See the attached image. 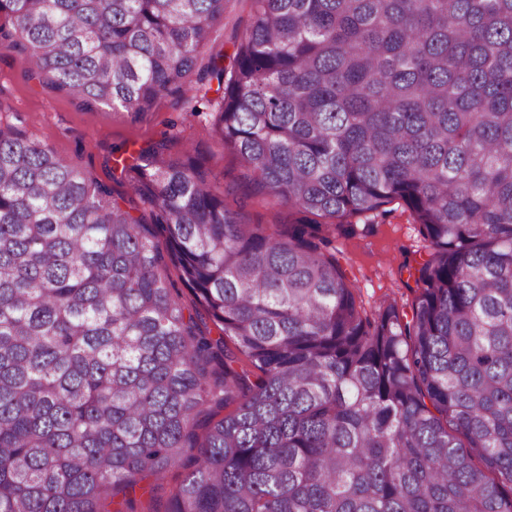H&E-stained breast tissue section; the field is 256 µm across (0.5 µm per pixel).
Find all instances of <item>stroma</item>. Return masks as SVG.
Wrapping results in <instances>:
<instances>
[{
  "label": "stroma",
  "mask_w": 512,
  "mask_h": 512,
  "mask_svg": "<svg viewBox=\"0 0 512 512\" xmlns=\"http://www.w3.org/2000/svg\"><path fill=\"white\" fill-rule=\"evenodd\" d=\"M253 14L252 0H229L212 44L213 50L223 51L225 61H232ZM213 111L207 102L191 104L170 95L161 97L153 111L137 119L108 107L86 109L73 94L31 78L18 51L0 48V122L32 133L57 155L106 185L121 205H129L135 195L115 159L131 157L165 136L172 155L190 158L219 188L233 189L244 203L245 223L287 230L298 219L296 210L244 180L238 157L214 140ZM352 223L353 233L333 239L329 250L358 286L366 308L392 299L400 307H409L414 297L409 288L411 275L427 255L419 225L400 201L388 204L384 215L356 217Z\"/></svg>",
  "instance_id": "1"
}]
</instances>
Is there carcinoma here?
I'll return each instance as SVG.
<instances>
[{
  "label": "carcinoma",
  "instance_id": "obj_1",
  "mask_svg": "<svg viewBox=\"0 0 512 512\" xmlns=\"http://www.w3.org/2000/svg\"><path fill=\"white\" fill-rule=\"evenodd\" d=\"M0 0L31 77L138 118L205 99L246 224L166 139L121 173L152 224L0 124V512H512V0ZM399 200L410 311L323 247ZM193 296L182 301L164 256ZM210 320L217 331L211 334ZM254 14L252 0H229L224 17L215 27L214 42L212 48L204 52L197 62V69L190 79L195 81L197 70L207 63L210 52L223 50L224 67L230 68V64L237 50V44L243 32L250 26Z\"/></svg>",
  "mask_w": 512,
  "mask_h": 512
}]
</instances>
